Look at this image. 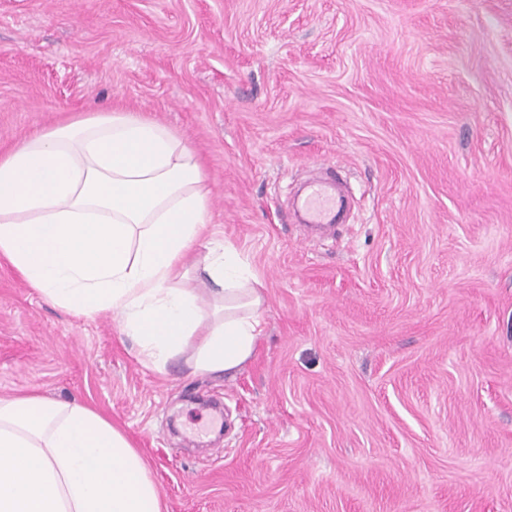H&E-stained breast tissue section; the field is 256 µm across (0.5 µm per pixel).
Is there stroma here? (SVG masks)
I'll list each match as a JSON object with an SVG mask.
<instances>
[{
	"instance_id": "1",
	"label": "stroma",
	"mask_w": 512,
	"mask_h": 512,
	"mask_svg": "<svg viewBox=\"0 0 512 512\" xmlns=\"http://www.w3.org/2000/svg\"><path fill=\"white\" fill-rule=\"evenodd\" d=\"M115 107L201 155L263 333L159 372L0 256V397L93 408L165 512H512V0H0V153ZM340 205L341 201L336 194L329 193L322 183L313 184L304 199L307 219L303 224L334 223L336 210Z\"/></svg>"
}]
</instances>
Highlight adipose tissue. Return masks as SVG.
<instances>
[{"mask_svg":"<svg viewBox=\"0 0 512 512\" xmlns=\"http://www.w3.org/2000/svg\"><path fill=\"white\" fill-rule=\"evenodd\" d=\"M212 199L200 154L153 118L74 117L0 154V255L52 305L112 313L144 363L188 355L230 373L262 333L261 281L212 248L211 302L180 287ZM0 512H162L140 452L94 410L38 394L0 399Z\"/></svg>","mask_w":512,"mask_h":512,"instance_id":"obj_1","label":"adipose tissue"}]
</instances>
